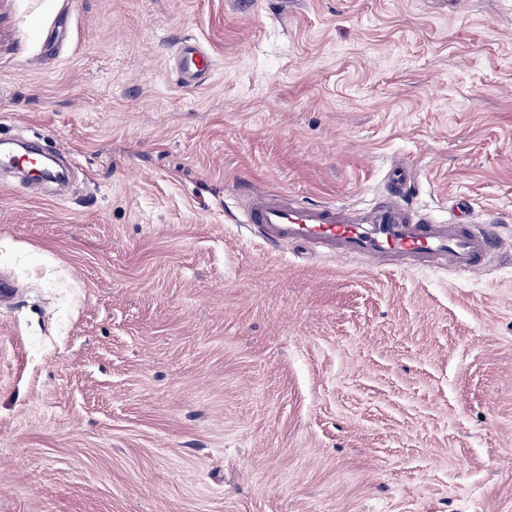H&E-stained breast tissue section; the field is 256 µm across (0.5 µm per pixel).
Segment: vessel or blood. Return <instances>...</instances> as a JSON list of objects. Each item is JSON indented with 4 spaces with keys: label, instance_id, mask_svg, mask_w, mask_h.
I'll return each instance as SVG.
<instances>
[{
    "label": "vessel or blood",
    "instance_id": "vessel-or-blood-1",
    "mask_svg": "<svg viewBox=\"0 0 512 512\" xmlns=\"http://www.w3.org/2000/svg\"><path fill=\"white\" fill-rule=\"evenodd\" d=\"M213 67L205 46L193 38L181 41L175 70L182 87L204 84ZM387 184L386 198L365 208L310 203L290 193L253 192L246 197L242 222L269 247L312 249L373 268L477 274L487 269L491 258L512 252V240L500 233L497 219L462 224L418 212L412 202L418 175L410 164L395 165Z\"/></svg>",
    "mask_w": 512,
    "mask_h": 512
}]
</instances>
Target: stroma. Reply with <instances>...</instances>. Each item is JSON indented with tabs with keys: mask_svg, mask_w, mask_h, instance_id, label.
<instances>
[{
	"mask_svg": "<svg viewBox=\"0 0 512 512\" xmlns=\"http://www.w3.org/2000/svg\"><path fill=\"white\" fill-rule=\"evenodd\" d=\"M16 135L73 175L0 173V512H512V263L307 258L235 204L362 208L404 157L512 236V0H0ZM213 60L205 46L194 38H184L177 49L175 70L178 83L184 88L204 84L213 72Z\"/></svg>",
	"mask_w": 512,
	"mask_h": 512,
	"instance_id": "1",
	"label": "stroma"
}]
</instances>
